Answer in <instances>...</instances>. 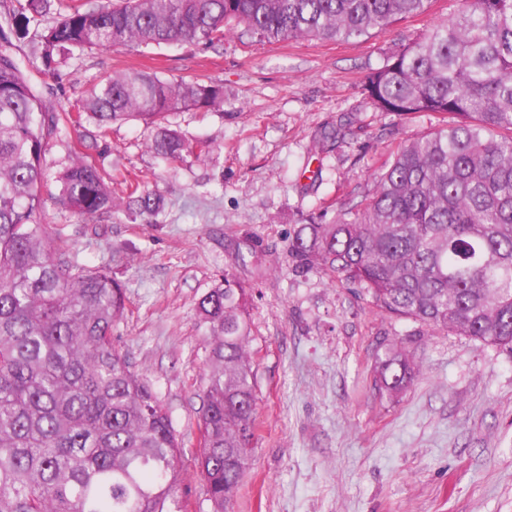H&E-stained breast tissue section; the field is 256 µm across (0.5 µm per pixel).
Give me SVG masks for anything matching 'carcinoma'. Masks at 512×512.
Listing matches in <instances>:
<instances>
[{
  "mask_svg": "<svg viewBox=\"0 0 512 512\" xmlns=\"http://www.w3.org/2000/svg\"><path fill=\"white\" fill-rule=\"evenodd\" d=\"M431 0H25L0 23V512H183L187 468L169 415L114 344L123 288L78 266L51 238L44 196L93 221L114 210L146 223L162 197L134 178L120 196L92 158L115 121H137L170 163L221 146L191 140L168 116L224 104L216 81L114 73L75 104L33 83L17 42L39 26V73L61 78L74 52L202 43L239 27L261 39L351 40L423 13ZM58 20L42 25L52 7ZM360 91L396 115L445 124L398 144L374 191L330 224L295 232L288 256L330 281L359 284L384 315L512 350V0H463L448 21L387 59ZM93 129L85 128V124ZM65 127L76 159L48 189L46 155ZM207 384L192 467L211 512H235L258 404L248 294L235 276L197 303ZM414 368L386 351L380 382L408 386Z\"/></svg>",
  "mask_w": 512,
  "mask_h": 512,
  "instance_id": "cac0c4a2",
  "label": "carcinoma"
}]
</instances>
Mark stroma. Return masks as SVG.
<instances>
[{
    "label": "stroma",
    "mask_w": 512,
    "mask_h": 512,
    "mask_svg": "<svg viewBox=\"0 0 512 512\" xmlns=\"http://www.w3.org/2000/svg\"><path fill=\"white\" fill-rule=\"evenodd\" d=\"M461 6L431 0L348 42L237 33L220 51L96 49L61 68L65 105L127 69L224 84L221 111L169 118L221 145L208 163L164 162L134 122H115L102 144L99 166L137 174L163 198L152 223L120 211L86 223L51 203L46 222L69 260L122 286L115 343L167 409L187 460L208 375L198 299L228 271L248 288L259 402L236 512H512V351L382 316L369 296L287 257L306 214L329 223L372 193L398 143L439 126L429 112L381 111L358 87ZM255 238L282 256L277 273L239 262ZM391 346L415 368L396 394L375 383Z\"/></svg>",
    "instance_id": "obj_1"
}]
</instances>
